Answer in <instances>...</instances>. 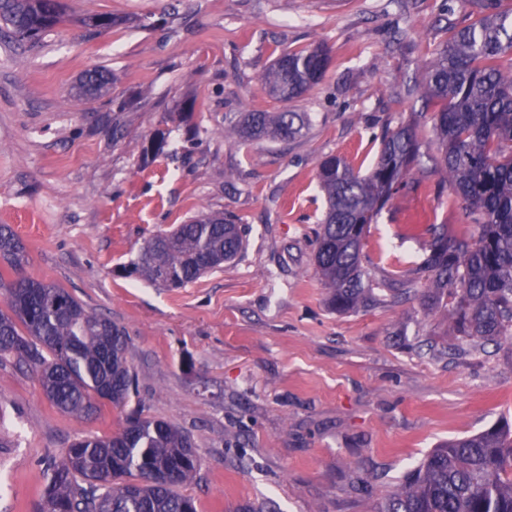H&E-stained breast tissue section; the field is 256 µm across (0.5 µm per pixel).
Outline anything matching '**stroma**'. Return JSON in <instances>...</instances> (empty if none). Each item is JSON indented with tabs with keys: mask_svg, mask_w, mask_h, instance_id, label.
<instances>
[{
	"mask_svg": "<svg viewBox=\"0 0 512 512\" xmlns=\"http://www.w3.org/2000/svg\"><path fill=\"white\" fill-rule=\"evenodd\" d=\"M450 13H442V4ZM69 23L18 43L0 23V225L33 278L66 288L127 330L145 416L188 432L199 468L182 494L198 512H371L420 459L453 437L512 424V347L470 348L415 280L429 233L473 230L439 172L430 117L406 94L469 0H65ZM121 25L80 27L86 14ZM159 20L144 28L145 17ZM323 43L331 65L291 103L309 124L288 141L224 133L245 112H277L261 73L285 50ZM112 94L78 95L86 72ZM192 112H182L184 101ZM419 120L423 169L367 230L378 302L339 313L314 264L329 154L368 170L385 127ZM168 134L163 154L146 137ZM224 211L246 247L182 288L127 268L150 235ZM409 296H394L399 282ZM128 408L84 421L57 410L35 373L0 360V512H40L45 462L75 438L118 432Z\"/></svg>",
	"mask_w": 512,
	"mask_h": 512,
	"instance_id": "35a3bbf8",
	"label": "stroma"
}]
</instances>
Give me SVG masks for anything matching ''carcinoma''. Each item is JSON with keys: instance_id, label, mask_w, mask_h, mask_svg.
<instances>
[{"instance_id": "obj_1", "label": "carcinoma", "mask_w": 512, "mask_h": 512, "mask_svg": "<svg viewBox=\"0 0 512 512\" xmlns=\"http://www.w3.org/2000/svg\"><path fill=\"white\" fill-rule=\"evenodd\" d=\"M478 22L453 28L422 82L408 94L435 108L439 160L467 215L472 236L434 229L419 267L437 304L452 302L449 320L473 346L512 344V13L500 0H474ZM0 20L18 41H35L67 21L63 0H0ZM83 25L107 31L123 20L88 14ZM330 49L284 51L265 70L264 88L290 102L316 88L330 66ZM112 75L91 70L80 89L105 95ZM304 113L247 112L224 129L244 141L299 136ZM417 120L387 128L375 164L365 173L334 154L317 164L326 209L316 230L314 261L327 303L352 312L376 301L364 265L367 228L412 171L422 165ZM245 228L224 213H201L170 231L151 235L134 272L145 282L182 288L234 261ZM26 248L0 225V359L13 356L36 374L61 412L90 420L111 404L126 403L135 381L127 359L129 335L112 319L89 312L67 290L25 273ZM191 436L159 419L133 417L110 436L72 441L49 463L42 512H197L178 488L195 477ZM373 512H512V427L505 424L430 451L400 488Z\"/></svg>"}]
</instances>
